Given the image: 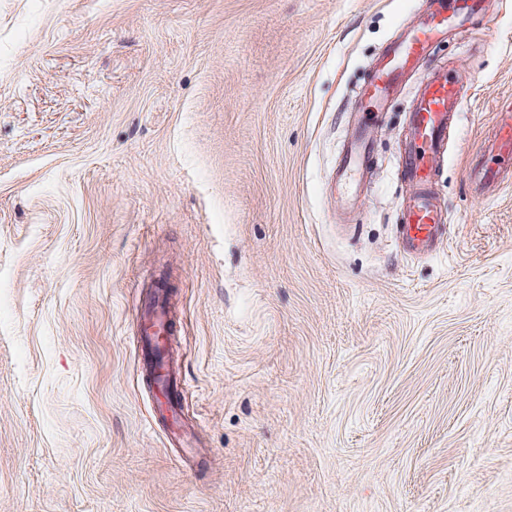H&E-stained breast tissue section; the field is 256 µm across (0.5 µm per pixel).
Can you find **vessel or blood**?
<instances>
[{
    "label": "vessel or blood",
    "instance_id": "vessel-or-blood-1",
    "mask_svg": "<svg viewBox=\"0 0 512 512\" xmlns=\"http://www.w3.org/2000/svg\"><path fill=\"white\" fill-rule=\"evenodd\" d=\"M489 0H427V6L394 39L389 41L371 66L367 81L355 92L360 102L384 108L408 76L428 60L448 35L467 33L476 17L489 8ZM468 103V86L461 73L443 67L429 70L414 90L408 114L407 138L399 176L413 191L403 209L399 234L406 250L414 255L434 251L443 239L447 214L433 192L437 160L444 154L448 134ZM488 153L499 157L497 166L478 164L470 169L471 185L479 196L512 182V105L502 108L492 133L485 140ZM370 139L358 128L345 144L340 157L341 177L366 166ZM141 330L137 338L146 358L145 367L153 381L163 383L170 398L156 412L160 419L181 408V392L173 372L157 367L151 358L157 346L155 333L166 328L165 303L153 296L140 308Z\"/></svg>",
    "mask_w": 512,
    "mask_h": 512
}]
</instances>
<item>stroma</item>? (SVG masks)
<instances>
[{"label":"stroma","mask_w":512,"mask_h":512,"mask_svg":"<svg viewBox=\"0 0 512 512\" xmlns=\"http://www.w3.org/2000/svg\"><path fill=\"white\" fill-rule=\"evenodd\" d=\"M423 0H0V512H512V0L429 67L472 91L397 237L403 89L343 210L354 92ZM171 285L191 453L136 318ZM485 150L499 157L497 166L480 163L470 168L469 179L478 196L490 194L495 187L508 184L512 179V105L502 107L492 133L485 140Z\"/></svg>","instance_id":"35a3bbf8"}]
</instances>
